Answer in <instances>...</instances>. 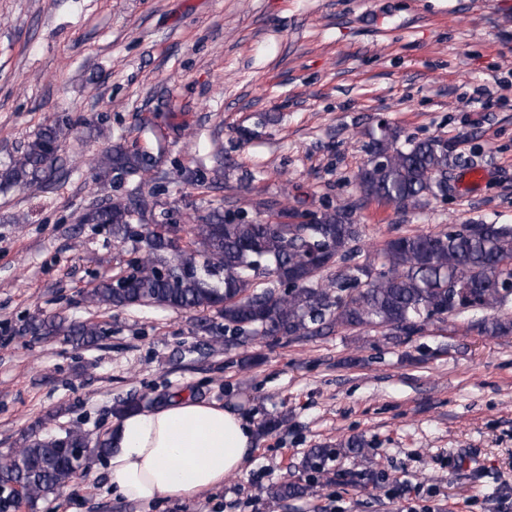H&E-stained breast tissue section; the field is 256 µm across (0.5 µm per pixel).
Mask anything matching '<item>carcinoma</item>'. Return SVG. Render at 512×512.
Instances as JSON below:
<instances>
[{"instance_id": "obj_1", "label": "carcinoma", "mask_w": 512, "mask_h": 512, "mask_svg": "<svg viewBox=\"0 0 512 512\" xmlns=\"http://www.w3.org/2000/svg\"><path fill=\"white\" fill-rule=\"evenodd\" d=\"M69 128L44 125L3 173L7 182L27 185L56 176L57 152ZM369 154L356 174L366 197L399 207L448 195V148L440 139L399 145L391 127L372 138ZM155 159L122 143L108 145L97 159L99 176L125 181L126 193L90 203L82 224L108 228L113 240L132 241L140 256L102 280L87 297L109 307L156 306L198 312L217 311L224 328L252 336L308 338L334 328L374 331L384 336L422 335L448 316L502 309L512 303V225L469 224L437 234H405L361 256V227L354 210L327 207L309 222L247 219L214 209L194 218L183 246L170 233L176 224L133 221L153 215L157 181ZM466 331L483 336L512 335V317L481 318ZM24 333L63 334L80 346L95 344L101 330L92 323L34 319ZM367 442L352 436L338 447L313 448L304 467L323 472L339 455L363 456ZM112 450L109 438L91 440L81 429L63 436H28L24 444L0 455V484H14L30 504L58 493L84 463ZM313 486L280 482L277 500L308 494Z\"/></svg>"}]
</instances>
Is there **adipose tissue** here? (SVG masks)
Returning a JSON list of instances; mask_svg holds the SVG:
<instances>
[{
  "instance_id": "obj_1",
  "label": "adipose tissue",
  "mask_w": 512,
  "mask_h": 512,
  "mask_svg": "<svg viewBox=\"0 0 512 512\" xmlns=\"http://www.w3.org/2000/svg\"><path fill=\"white\" fill-rule=\"evenodd\" d=\"M108 480L135 502L190 500L240 472L254 432L217 403L193 398L125 413L109 431Z\"/></svg>"
}]
</instances>
